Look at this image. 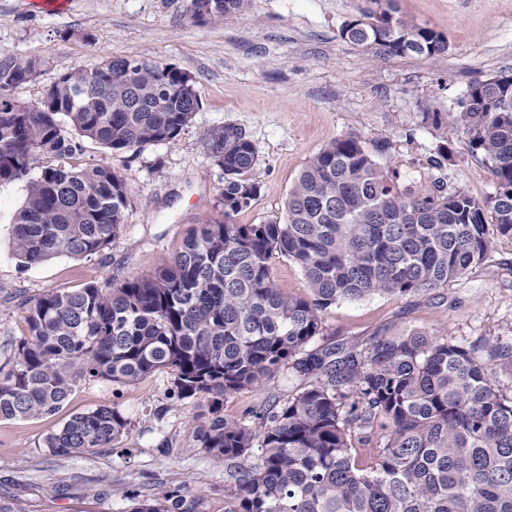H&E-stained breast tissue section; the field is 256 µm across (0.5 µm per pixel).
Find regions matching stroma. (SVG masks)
Instances as JSON below:
<instances>
[{
  "label": "stroma",
  "mask_w": 512,
  "mask_h": 512,
  "mask_svg": "<svg viewBox=\"0 0 512 512\" xmlns=\"http://www.w3.org/2000/svg\"><path fill=\"white\" fill-rule=\"evenodd\" d=\"M405 20L441 32L446 53L387 57L340 36L376 0H245L238 13L199 23L192 0H69L62 14L38 12L30 0H0V51L36 60L31 81L14 91L41 100L58 78L78 66L117 57L149 58L189 75L201 105L180 136L137 151L108 152L87 141L71 156L43 164L105 165L126 183L129 203L118 236L102 254L59 256L22 267L11 245L23 184L0 185V367L13 362L12 343L26 331L25 302L49 290L151 274L203 224L223 220L224 172L201 146L216 126L241 130L256 147L251 176L261 192L239 224L284 215L288 193L305 165L336 138L356 133L388 140L377 161L400 188L432 180L484 200L495 191L488 166L454 127L470 85L512 73V0H393ZM448 154L432 166L439 145ZM316 345L394 334L407 328L441 331L465 345L495 336L512 343V236H500L481 266L424 296L373 295L344 301L321 314ZM174 377L160 370L133 385L80 382L50 418L0 421V497L23 512H128L121 496L152 497L181 487L194 512H221L224 464L197 447L193 429L206 412L198 398L172 395ZM280 376L265 391L224 400V415L243 420L249 408L295 391ZM118 404L130 424L111 447L78 457L56 456L46 436L78 412Z\"/></svg>",
  "instance_id": "35a3bbf8"
}]
</instances>
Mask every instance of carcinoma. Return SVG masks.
Listing matches in <instances>:
<instances>
[{"instance_id":"cac0c4a2","label":"carcinoma","mask_w":512,"mask_h":512,"mask_svg":"<svg viewBox=\"0 0 512 512\" xmlns=\"http://www.w3.org/2000/svg\"><path fill=\"white\" fill-rule=\"evenodd\" d=\"M243 5L193 0V17L221 20ZM368 18L344 23L340 36L386 56L448 50L393 0ZM35 72L34 61L0 51V184L26 187L12 234L26 266L100 254L129 202L111 168H38L42 156H69L83 138L111 152L170 142L200 106L182 71L116 58L63 74L23 109L13 90ZM454 122L495 177L493 197L440 180L402 190L375 159L389 142L352 133L309 161L284 216L263 224L233 220L260 195L249 177L254 144L233 128L208 130L202 146L224 169V220L190 232L152 275L30 301L14 364L0 369V420L53 416L84 379L133 385L168 369L173 396L207 401L194 436L224 461V512H512V386L497 373L512 371V344L467 347L411 329L309 348L332 305L444 287L484 263L495 236L512 235V74L473 83ZM276 256L300 267L309 297L277 287ZM280 374L302 387L246 411L252 426L224 417L225 397ZM128 424L118 405H101L72 415L45 447L56 456L109 448ZM130 500L129 512H193L178 489Z\"/></svg>"}]
</instances>
